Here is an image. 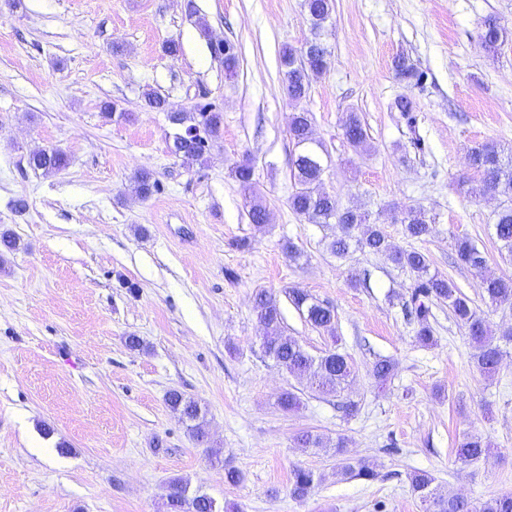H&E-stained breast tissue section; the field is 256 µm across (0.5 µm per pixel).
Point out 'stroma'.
I'll use <instances>...</instances> for the list:
<instances>
[{
    "mask_svg": "<svg viewBox=\"0 0 512 512\" xmlns=\"http://www.w3.org/2000/svg\"><path fill=\"white\" fill-rule=\"evenodd\" d=\"M491 14L505 28L494 55L479 44ZM309 36L304 0H0V231L19 243L0 252V512H168L175 477L219 512H423L408 479L419 470L474 501L512 493V341L483 376L465 330L434 301L436 342L420 346L403 314L412 275L382 254L335 257L330 228L292 210L288 133L290 113L309 112L326 191L397 247L425 252L500 333L512 306L487 303L481 280L512 276L494 231L504 202L469 194L467 158L485 143L512 148V0H334L329 67L296 102L280 56ZM214 39L237 45L235 76ZM171 41L179 55L165 52ZM401 55L425 72L421 86L396 78ZM149 89L165 110L145 108ZM401 96L412 116L393 109ZM202 99L219 107L222 134L187 168L169 149L168 114ZM351 112L367 152L343 136ZM39 149L62 151L66 166L31 169ZM243 161L267 223H251L232 176ZM141 170L160 185L144 200L131 182ZM409 208L435 218L417 243L401 230ZM459 238L484 254L483 272L458 263ZM294 288L335 310V335L305 322ZM260 291L310 355L351 358L348 389L318 394L265 355ZM380 357L399 363L383 387L371 375ZM174 389L199 402L206 443L168 407ZM286 389L298 409L280 408ZM342 399L358 413L339 411ZM305 431L342 441L376 478L337 475L333 452L298 444ZM469 434L492 450L464 466L454 450ZM228 466L240 483L225 482ZM298 467L317 477L303 501L289 493Z\"/></svg>",
    "mask_w": 512,
    "mask_h": 512,
    "instance_id": "35a3bbf8",
    "label": "stroma"
}]
</instances>
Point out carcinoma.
<instances>
[{"mask_svg": "<svg viewBox=\"0 0 512 512\" xmlns=\"http://www.w3.org/2000/svg\"><path fill=\"white\" fill-rule=\"evenodd\" d=\"M304 6L311 21V38L305 46L296 51L287 48L281 56L285 67L288 97L300 100L306 97L311 79L322 74L328 67L330 52L323 42L326 23L332 12V0H305ZM503 28L497 17L483 20L481 46L493 52L497 49ZM215 56L224 60L225 70L232 74L238 64L236 47L229 41L211 43ZM395 74L409 83L419 84L424 73L405 58L395 60ZM172 124L181 127L174 134L171 153L192 165L200 162L206 154L210 142L219 138L222 114L211 103L197 102L189 112H173L169 116ZM310 117L307 112H295L289 117L288 132L301 151L294 161L293 178L296 189L290 197L292 209L314 224H326L337 229L328 247L334 255L342 258L354 247L360 251L385 254L400 268L414 276L411 293L412 313L418 329L416 339L424 344L434 341L433 329L428 317L429 302H446L451 308L456 322L467 332L474 349L473 359L481 374L492 377L497 373L501 360L499 345L494 334L488 329L483 315L472 306L471 300L461 293L444 276L430 270L426 253L418 250H403L396 247L384 228L367 222V215L359 208L340 207L336 197L322 188L324 165L321 155L312 147ZM344 137L350 147L358 152L367 148L368 134L359 116L349 113L344 124ZM28 164L34 169L60 170L66 166V157L58 150H41L29 155ZM470 165L479 175V194L493 195L504 199V206L497 214L495 235L501 248L512 255V157L502 156V151L492 143L475 148L470 156ZM234 177L244 194H254L253 167L243 162L236 166ZM158 188L157 180L148 172H140L134 178V190L138 197L145 199ZM432 220L425 211L410 208L404 212L402 226L404 234L421 239L427 236ZM458 260L476 270L485 267V259L480 250L467 239L455 242ZM483 295L493 305L512 306V277H485L482 279ZM288 298L291 304L302 313L311 326L332 335L335 333V312L328 305L314 300L309 294L293 289ZM254 312L257 319L267 329L263 337L265 354L288 374L308 377L310 387L322 394H338L354 377V366L349 358L335 350L325 352L321 357L312 358L301 345L285 336L281 329L282 312L278 301L261 291L254 299ZM396 363L389 359H379L373 364L372 376L379 385L385 384L394 375ZM170 409L189 422L190 432L198 442L205 439L203 416L198 404L172 390L167 397ZM488 443L479 435H470L457 448V461L464 465L473 464L488 456ZM338 473L350 478L373 480L376 473L365 464L353 465L345 462ZM410 484L423 506L424 512H512V493L502 494L483 502H474L458 494L440 493L432 487L434 478L427 472H414L409 476ZM314 487L313 472L298 467L293 471L290 495L302 500ZM187 484L174 479L170 484L168 507L170 512H212L213 501L204 495L187 497Z\"/></svg>", "mask_w": 512, "mask_h": 512, "instance_id": "carcinoma-1", "label": "carcinoma"}]
</instances>
